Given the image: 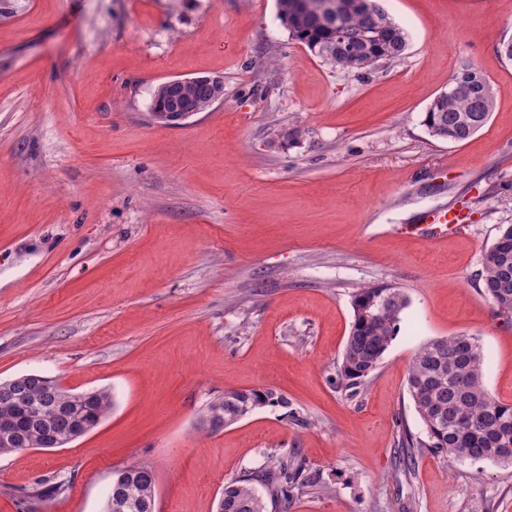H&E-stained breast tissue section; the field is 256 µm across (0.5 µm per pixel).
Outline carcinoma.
I'll use <instances>...</instances> for the list:
<instances>
[{
  "label": "carcinoma",
  "instance_id": "1",
  "mask_svg": "<svg viewBox=\"0 0 512 512\" xmlns=\"http://www.w3.org/2000/svg\"><path fill=\"white\" fill-rule=\"evenodd\" d=\"M278 0V15L290 34L320 58L339 69L358 73L373 51L393 61L406 47V33L386 12L371 19L380 37L361 40L365 27L359 12L328 14L325 0ZM352 44L339 50V38ZM468 87L465 93L446 90L437 95L424 113L423 125L431 136L462 142L482 129L493 109V94L486 78L474 67L462 68L454 77ZM485 297L498 315L512 319V224L501 228L485 252L478 273ZM406 296L397 288L375 286L360 289L353 300V322L337 371V383L355 392L377 370L384 353L399 331ZM407 390L421 419L425 438L402 432L404 448H436L453 461H492L512 464V404L494 399L483 383V355L472 336L457 335L430 341L415 353L408 370ZM268 406L287 400L267 389L234 391L210 403L203 417L231 420L257 400ZM112 407V395L98 389L85 396L64 393L58 383L39 374L15 378L11 399L0 401V420L16 421L15 439L22 444L42 427L65 443L80 438L78 431L93 421L101 422ZM265 472L267 496L243 480L224 484L222 512H268V507L288 508L293 491L313 483L303 478L304 468L288 453L270 457ZM152 473L132 466L120 470L108 498L125 504L123 512H154Z\"/></svg>",
  "mask_w": 512,
  "mask_h": 512
}]
</instances>
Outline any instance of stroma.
<instances>
[{
    "mask_svg": "<svg viewBox=\"0 0 512 512\" xmlns=\"http://www.w3.org/2000/svg\"><path fill=\"white\" fill-rule=\"evenodd\" d=\"M378 2L408 47L357 74L293 39L277 0H0V382L114 399L65 446L0 454V512H104L129 466L152 470L157 512H217L284 451L319 479L288 512H512V466L398 444L424 433L406 380L430 341L475 337L512 403V321L476 280L512 224V0ZM465 66L490 119L434 138L424 114ZM203 75L223 101L153 120L160 83ZM375 285L408 305L351 397L336 369ZM251 388L288 404L204 431ZM258 399L263 400L265 406L287 405V400L272 389L259 388L234 391L225 394L223 399L211 402L203 418L211 417L213 421L232 420L245 411L247 406H251Z\"/></svg>",
    "mask_w": 512,
    "mask_h": 512,
    "instance_id": "1",
    "label": "stroma"
}]
</instances>
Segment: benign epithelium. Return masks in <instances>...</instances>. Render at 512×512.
<instances>
[{
	"label": "benign epithelium",
	"instance_id": "benign-epithelium-1",
	"mask_svg": "<svg viewBox=\"0 0 512 512\" xmlns=\"http://www.w3.org/2000/svg\"><path fill=\"white\" fill-rule=\"evenodd\" d=\"M154 97L160 105L151 111L153 119L167 126L179 125L224 99V79L217 76L171 78L155 89Z\"/></svg>",
	"mask_w": 512,
	"mask_h": 512
}]
</instances>
